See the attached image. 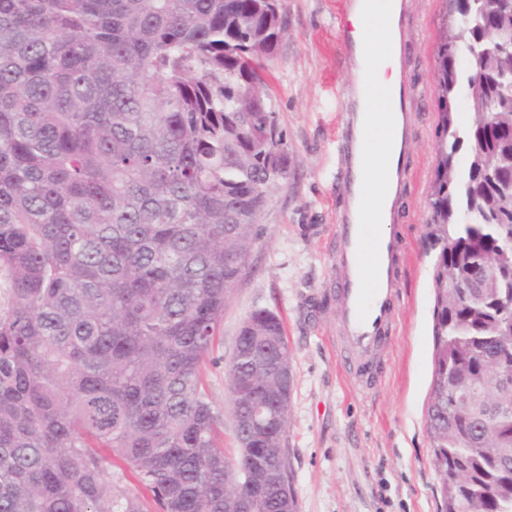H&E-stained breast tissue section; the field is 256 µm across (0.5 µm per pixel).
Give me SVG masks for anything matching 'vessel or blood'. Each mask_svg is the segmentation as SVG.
<instances>
[{
    "instance_id": "obj_1",
    "label": "vessel or blood",
    "mask_w": 512,
    "mask_h": 512,
    "mask_svg": "<svg viewBox=\"0 0 512 512\" xmlns=\"http://www.w3.org/2000/svg\"><path fill=\"white\" fill-rule=\"evenodd\" d=\"M408 139L409 114L404 111L394 128L398 161L391 167V177L396 182L401 180L404 173L401 159L407 151ZM358 220L359 213L352 208L336 227L339 243L336 263L341 272V286L336 293L341 332L338 343L342 347L345 367L355 376L358 387L368 391L377 385L383 375L384 352L392 340L391 331L397 317L394 305L396 267L402 243L395 236H382L378 291L366 320H359Z\"/></svg>"
}]
</instances>
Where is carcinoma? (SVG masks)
Masks as SVG:
<instances>
[{
	"instance_id": "carcinoma-1",
	"label": "carcinoma",
	"mask_w": 512,
	"mask_h": 512,
	"mask_svg": "<svg viewBox=\"0 0 512 512\" xmlns=\"http://www.w3.org/2000/svg\"><path fill=\"white\" fill-rule=\"evenodd\" d=\"M470 2L447 0L461 21L436 50L426 424L445 512H512V0ZM286 34L280 0H0V512H242L204 369L265 186L288 180L266 78ZM476 264L496 275L462 298L448 279ZM287 357L259 309L226 365L234 422L282 417L235 428L255 512L297 508L266 481L289 466ZM464 378L467 404L448 396Z\"/></svg>"
}]
</instances>
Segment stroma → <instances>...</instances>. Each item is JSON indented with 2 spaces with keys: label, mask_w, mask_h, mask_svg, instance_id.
I'll list each match as a JSON object with an SVG mask.
<instances>
[{
  "label": "stroma",
  "mask_w": 512,
  "mask_h": 512,
  "mask_svg": "<svg viewBox=\"0 0 512 512\" xmlns=\"http://www.w3.org/2000/svg\"><path fill=\"white\" fill-rule=\"evenodd\" d=\"M400 79L414 91L408 173L389 230L405 246L387 368L369 394L336 349V226L350 202L342 115L355 85L343 33L348 0H282L288 32L267 62L272 107L288 145V179L268 191L261 236L224 310L206 393L237 457L225 365L242 322L268 309L283 320L294 374L285 446L297 512H443L426 431L432 375L434 256L424 239L439 128L434 50L443 0H404Z\"/></svg>",
  "instance_id": "obj_1"
}]
</instances>
